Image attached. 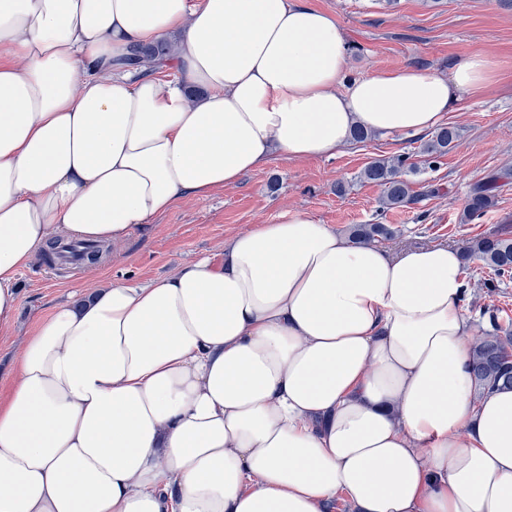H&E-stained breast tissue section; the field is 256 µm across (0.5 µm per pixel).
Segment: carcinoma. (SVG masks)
<instances>
[{"instance_id":"carcinoma-1","label":"carcinoma","mask_w":512,"mask_h":512,"mask_svg":"<svg viewBox=\"0 0 512 512\" xmlns=\"http://www.w3.org/2000/svg\"><path fill=\"white\" fill-rule=\"evenodd\" d=\"M168 48L135 50L120 60V65L129 70L148 72L156 65L157 58ZM461 130L455 126L442 127L422 146L429 156H442L454 148L461 139ZM406 158L374 160L360 173V179L384 187L383 204L386 208L406 207L419 199L411 188L410 181L403 178ZM507 174L475 185L463 208V219L467 222L482 219L494 206L498 180ZM396 228L391 224H356L349 231V239L356 244L382 243L395 237ZM478 258L498 278L512 276V239L502 236L481 237L467 249L466 259ZM471 372L477 391L481 394L495 389H512V337L486 333L471 348Z\"/></svg>"}]
</instances>
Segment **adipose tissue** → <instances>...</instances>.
Segmentation results:
<instances>
[{"label": "adipose tissue", "mask_w": 512, "mask_h": 512, "mask_svg": "<svg viewBox=\"0 0 512 512\" xmlns=\"http://www.w3.org/2000/svg\"><path fill=\"white\" fill-rule=\"evenodd\" d=\"M179 38L168 78L115 63ZM303 0H0V333L17 277L354 127L420 135L488 87L348 78ZM460 248L394 255L305 211L149 284L72 293L0 399V512H512V390L476 396Z\"/></svg>", "instance_id": "adipose-tissue-1"}]
</instances>
